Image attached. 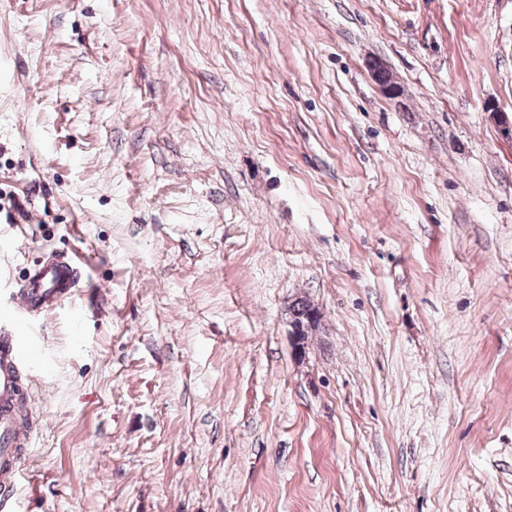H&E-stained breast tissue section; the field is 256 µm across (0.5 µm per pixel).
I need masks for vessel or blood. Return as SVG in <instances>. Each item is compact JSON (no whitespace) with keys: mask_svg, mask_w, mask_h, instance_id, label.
Masks as SVG:
<instances>
[{"mask_svg":"<svg viewBox=\"0 0 512 512\" xmlns=\"http://www.w3.org/2000/svg\"><path fill=\"white\" fill-rule=\"evenodd\" d=\"M79 258L56 255L38 262L32 275L17 285L16 300L22 312L43 314L55 309L81 279ZM22 346L9 328L0 327V500L17 492L23 459L33 446L29 423L21 419L23 400L30 395L22 376Z\"/></svg>","mask_w":512,"mask_h":512,"instance_id":"obj_1","label":"vessel or blood"}]
</instances>
